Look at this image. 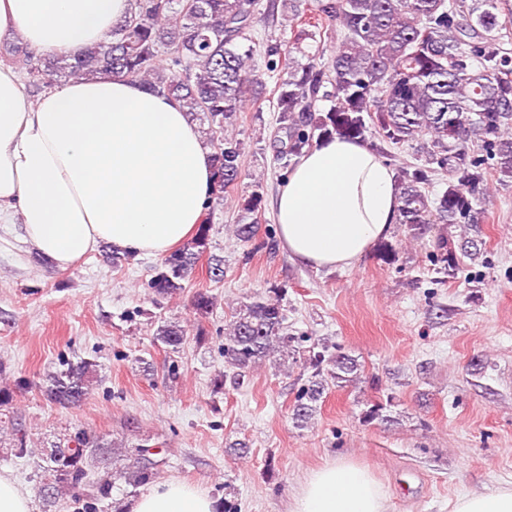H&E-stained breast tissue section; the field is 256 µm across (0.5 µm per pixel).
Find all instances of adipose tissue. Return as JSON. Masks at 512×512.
Instances as JSON below:
<instances>
[{
  "label": "adipose tissue",
  "instance_id": "ef3b65f1",
  "mask_svg": "<svg viewBox=\"0 0 512 512\" xmlns=\"http://www.w3.org/2000/svg\"><path fill=\"white\" fill-rule=\"evenodd\" d=\"M132 0H0V40L74 56L103 42ZM215 188L211 150L181 104L115 74L46 91L36 103L0 63V223L54 266L98 245L160 256L194 237ZM394 172L370 145L333 138L296 158L279 192L278 241L293 262L352 267L398 218ZM372 470L345 458L313 470L291 512H388ZM128 512H216L194 486L164 480ZM451 512H512V484L464 492Z\"/></svg>",
  "mask_w": 512,
  "mask_h": 512
}]
</instances>
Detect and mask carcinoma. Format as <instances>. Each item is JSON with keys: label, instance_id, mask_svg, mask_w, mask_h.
<instances>
[{"label": "carcinoma", "instance_id": "1", "mask_svg": "<svg viewBox=\"0 0 512 512\" xmlns=\"http://www.w3.org/2000/svg\"><path fill=\"white\" fill-rule=\"evenodd\" d=\"M291 11L292 37L267 46L265 78L252 65L253 33L265 17L260 0H135L119 30L76 57L36 59L17 47L4 49V55L24 54L29 85L36 88L122 73L180 101L191 117L208 124L203 134L212 147L219 194L242 178L244 144L224 130L238 119L246 98L257 105L276 101L277 126L268 148L281 171L335 135L363 142L376 134L393 145L416 143L417 163L399 176L397 223L413 238L431 236L429 258L443 274H455L463 257L477 259L482 240L464 236L454 245L448 228L484 223L480 202L489 167L512 182V51L504 47L498 0H306ZM333 20L342 26L341 38L321 44L301 62L302 44L324 36ZM319 101L329 107L318 108ZM438 172L448 174V181L433 196L429 187ZM264 191L263 183L255 182L240 206L235 236L246 246L259 233ZM209 241L205 220L190 242L164 255L149 287L162 295L183 290ZM284 294L278 287L256 292L235 313L224 327V366L242 372L276 352H296L297 337L284 326L279 303ZM214 305L204 288L192 297L201 317ZM186 337L187 330L171 321L155 334L172 351ZM304 362L312 373L292 408L298 428L315 416L329 381L350 383L360 371L353 356L318 342ZM101 369L95 359L64 361L62 369L45 375L41 391L54 405L77 406L88 398ZM26 386L18 378L0 387V417L17 458L34 453L22 419L12 415L17 393ZM53 448L40 466V484L52 489L49 496L40 494L42 512H66L76 503L63 495L86 486L91 494L83 512H96L112 498L116 481L137 488L159 473L158 461L144 453L143 444L132 464L112 471L118 449L78 424Z\"/></svg>", "mask_w": 512, "mask_h": 512}]
</instances>
